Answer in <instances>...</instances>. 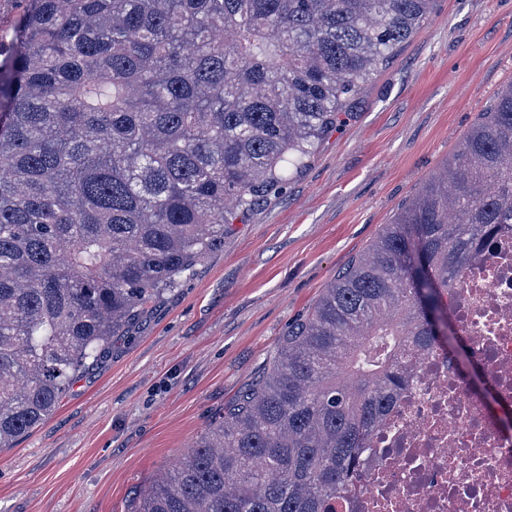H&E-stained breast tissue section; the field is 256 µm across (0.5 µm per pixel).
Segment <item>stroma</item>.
<instances>
[{"instance_id": "35a3bbf8", "label": "stroma", "mask_w": 512, "mask_h": 512, "mask_svg": "<svg viewBox=\"0 0 512 512\" xmlns=\"http://www.w3.org/2000/svg\"><path fill=\"white\" fill-rule=\"evenodd\" d=\"M512 82V0H435L344 123L224 244L146 302L56 412L0 450V512H127L260 379Z\"/></svg>"}]
</instances>
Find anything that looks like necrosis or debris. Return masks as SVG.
<instances>
[{"label":"necrosis or debris","instance_id":"necrosis-or-debris-1","mask_svg":"<svg viewBox=\"0 0 512 512\" xmlns=\"http://www.w3.org/2000/svg\"><path fill=\"white\" fill-rule=\"evenodd\" d=\"M499 406L512 408V226L495 227L445 299ZM441 347L414 352L360 476L336 512H512V427L459 378Z\"/></svg>","mask_w":512,"mask_h":512}]
</instances>
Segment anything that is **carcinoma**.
<instances>
[{"label":"carcinoma","instance_id":"cac0c4a2","mask_svg":"<svg viewBox=\"0 0 512 512\" xmlns=\"http://www.w3.org/2000/svg\"><path fill=\"white\" fill-rule=\"evenodd\" d=\"M0 48V448L142 305L287 185L434 0H17ZM512 224V83L270 371L128 512H335L407 349L438 344L473 244Z\"/></svg>","mask_w":512,"mask_h":512}]
</instances>
